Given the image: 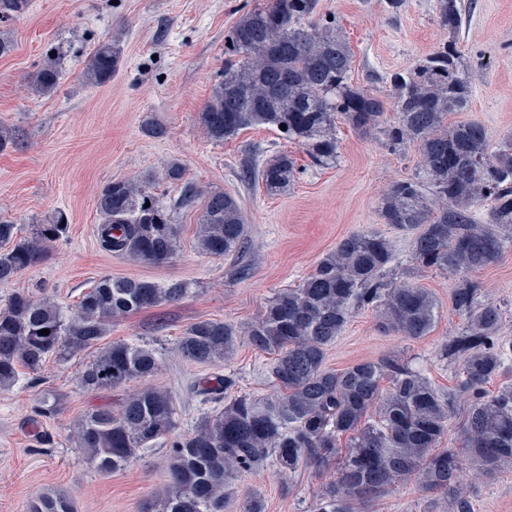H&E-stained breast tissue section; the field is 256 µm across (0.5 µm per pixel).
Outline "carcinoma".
I'll list each match as a JSON object with an SVG mask.
<instances>
[{"label":"carcinoma","instance_id":"1","mask_svg":"<svg viewBox=\"0 0 512 512\" xmlns=\"http://www.w3.org/2000/svg\"><path fill=\"white\" fill-rule=\"evenodd\" d=\"M317 3L265 0L237 19L199 125L216 142L251 127H271L319 168L338 161L341 122L382 136L394 151L415 146L418 174L395 181L379 203L383 223L410 236L411 260L401 269L386 236L352 232L298 286L279 291L257 320L243 328L201 320L178 338L177 354L199 364L226 359L242 337L275 354V398L241 394L226 402L234 376L203 377L195 384L197 394L204 402H224V408L184 435L177 432L171 395L151 384L162 353L143 341L103 343L113 322L182 300L188 287L180 280L107 275L73 308L23 290L0 310V391L26 375L36 383L52 357L64 362L91 349L95 357L79 376L83 391L124 390L140 382L117 399L118 409L86 413L76 439L102 473L126 468L159 443L170 449L168 483L142 512H224L231 481L271 465L281 473L336 470L313 512H353L354 505L412 477L437 497L453 494L455 512H471L459 491L463 469L487 477L512 467V383L485 390L512 372V340L500 335L501 307L482 299L475 279L512 248V137L494 144L479 122L450 121L466 109L471 94L469 68L458 47L464 2L435 0V18L447 38L414 69L391 74L387 101L350 82L349 40L336 18L317 14ZM26 8L27 0H0V21L18 18ZM120 61L119 41L103 39L90 52L83 78L104 84ZM61 75L60 59L49 56L26 83L32 93L46 95ZM388 103L396 114L391 123L385 122ZM297 172L296 158L278 153L261 169L244 170L242 179H258L267 195L279 196L291 189ZM164 178L183 185L185 201L203 200L197 224L203 253L223 256L239 248L247 219L234 196L186 181L177 160L166 165ZM152 185L150 176L116 179L96 200L101 248L150 267L169 263L179 247L178 225ZM65 220L58 211L21 236L17 225L0 219V284L46 261L68 231ZM429 270L454 277L452 306L465 316L444 346L448 360L458 364V386L469 396L462 452L440 447L448 400L422 372L396 359L360 360L342 370L325 366L326 350L359 307L376 309L387 331L414 339L427 335L435 299L413 279ZM42 329L49 334H39ZM61 406V395L45 392L38 413L54 414ZM28 512L76 509L65 494L47 490L30 502Z\"/></svg>","mask_w":512,"mask_h":512}]
</instances>
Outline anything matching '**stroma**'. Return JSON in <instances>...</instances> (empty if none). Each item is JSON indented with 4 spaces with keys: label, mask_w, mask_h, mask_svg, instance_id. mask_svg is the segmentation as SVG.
Masks as SVG:
<instances>
[{
    "label": "stroma",
    "mask_w": 512,
    "mask_h": 512,
    "mask_svg": "<svg viewBox=\"0 0 512 512\" xmlns=\"http://www.w3.org/2000/svg\"><path fill=\"white\" fill-rule=\"evenodd\" d=\"M262 0H29L27 12L1 26L14 43L0 57V122L15 131L11 148L0 152V219L21 230L64 212L68 232L49 259L0 285V305L20 290L46 289L65 304L105 275L181 280L190 288L180 302L128 315L112 328L115 339H139L165 351L153 379L167 390L178 411V430L195 429L215 404H202L193 384L206 374L231 373L236 393L276 395L269 375L273 355L238 342L228 359L195 364L170 350L191 324L221 320L238 327L261 316L280 290L299 284L322 256L347 234L382 233L394 245L400 265L410 261V240L383 224L378 205L396 180L419 164L415 147L391 151L382 137L364 136L349 126L339 131V159L327 169H306L294 187L269 196L241 180L246 167L259 166L278 151L298 154L277 131L253 127L223 142L207 139L197 118L224 65V42L238 17ZM466 23L459 35L473 83L461 121L481 122L492 141L512 135V0H464ZM434 0H403L391 10L387 0H319L317 11L336 16L353 50L350 79L386 96L385 79L410 69L432 52L445 34L435 20ZM112 37L123 58L112 80L86 84L82 73L91 49ZM59 52L63 75L48 96L28 91L25 77L52 52ZM154 120L164 137L148 136ZM181 162L190 182L233 194L247 219V235L235 252L213 257L200 251L196 228L201 202L183 204L180 185L164 180L168 162ZM155 178V193L180 228V247L162 267L134 265L104 251L98 240L100 190L116 178L144 173ZM484 294L500 305L501 333L512 338V252L477 275ZM436 301L427 336L411 339L385 332L376 310H356L325 358L340 370L370 359L401 358L423 371L450 402L448 431L441 445L461 443L468 407L456 388L454 364L442 350L461 328L451 303L452 281L429 272L418 279ZM81 355L66 363L48 361L36 385L0 392V512H28L38 492L66 493L77 512H139L142 502L168 480L169 451L148 450L124 470L102 474L76 448V425L88 411L112 404V392L89 394L77 385L88 362ZM60 394V413L37 417L41 391ZM325 474L275 469L245 474L233 482L224 512H241L249 492L260 494L267 512H311ZM472 512H512V468L467 486ZM362 512H454L414 480H400Z\"/></svg>",
    "instance_id": "stroma-1"
}]
</instances>
